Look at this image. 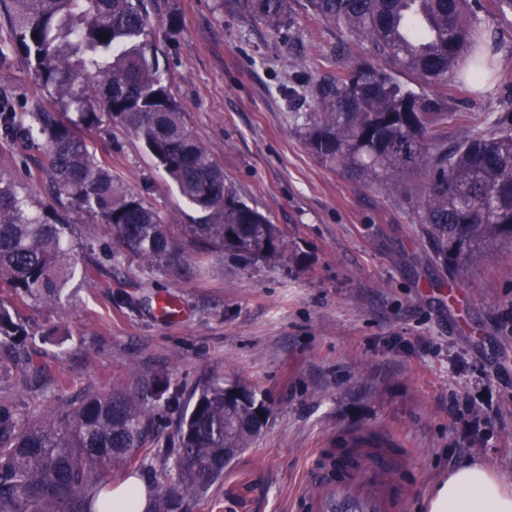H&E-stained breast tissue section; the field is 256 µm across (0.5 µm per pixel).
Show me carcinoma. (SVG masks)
I'll return each instance as SVG.
<instances>
[{
	"mask_svg": "<svg viewBox=\"0 0 512 512\" xmlns=\"http://www.w3.org/2000/svg\"><path fill=\"white\" fill-rule=\"evenodd\" d=\"M320 23L348 30L375 56L433 81L424 98L369 67L322 82L314 112L288 88L309 149L324 165L364 183L399 190L420 175L426 187L416 215L434 258L450 280L512 252V116L448 146V77L471 58L478 83L497 68L498 46L467 0H307ZM240 14L274 30L293 22L288 0H232ZM0 142L38 153L28 180L48 184L55 201L32 211L26 183L0 174V292L26 304H57L76 272L99 270L94 239L78 236L74 211L106 225L125 257L144 270L202 272L214 250L247 263L294 261L280 229L240 200L201 140L188 129L159 63L146 0H0ZM27 65L38 93L23 106L6 70ZM119 125L143 146L180 195L202 213L188 227L194 246L176 242L144 196L120 185L97 158L85 131ZM30 335L12 305L0 301V389L21 391L38 373L32 356L11 346ZM208 380L187 390L167 377L151 396L120 383L83 390L70 401L32 411L0 394V512H110L101 498L116 472H154L147 512H188L251 447L268 421L256 394L229 399ZM166 409L174 439L155 431L150 402Z\"/></svg>",
	"mask_w": 512,
	"mask_h": 512,
	"instance_id": "1",
	"label": "carcinoma"
}]
</instances>
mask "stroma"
I'll use <instances>...</instances> for the list:
<instances>
[{
    "label": "stroma",
    "instance_id": "obj_1",
    "mask_svg": "<svg viewBox=\"0 0 512 512\" xmlns=\"http://www.w3.org/2000/svg\"><path fill=\"white\" fill-rule=\"evenodd\" d=\"M478 18L498 36L497 69L481 84L448 85V139L512 113V14L481 0ZM291 0L294 24L271 30L221 0H147L153 37L187 126L238 195L284 232L288 267L245 264L215 253L203 273L141 270L105 228L114 260L93 282L75 276L62 303L25 306L38 376L23 397L65 403L86 386L153 375L193 387L221 378L251 387L271 408L267 427L190 512H290L316 449L336 433L373 427L395 437L414 469L401 512H418L451 463L483 462L512 484V256L471 269L465 296L449 299L403 196L321 164L288 121L285 88L303 75L305 111L326 78L371 60L368 44L312 19ZM85 139L124 187L142 193L173 235L187 238L200 214L170 187L121 127ZM167 294L188 310L181 323L154 319ZM434 344L426 352L420 341ZM486 407L485 434L464 430L452 398Z\"/></svg>",
    "mask_w": 512,
    "mask_h": 512
}]
</instances>
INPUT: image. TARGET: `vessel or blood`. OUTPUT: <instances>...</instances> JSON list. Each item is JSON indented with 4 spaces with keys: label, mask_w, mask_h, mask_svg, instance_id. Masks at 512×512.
<instances>
[{
    "label": "vessel or blood",
    "mask_w": 512,
    "mask_h": 512,
    "mask_svg": "<svg viewBox=\"0 0 512 512\" xmlns=\"http://www.w3.org/2000/svg\"><path fill=\"white\" fill-rule=\"evenodd\" d=\"M393 444L372 427L338 432L307 466L294 512H398L412 469Z\"/></svg>",
    "instance_id": "vessel-or-blood-1"
}]
</instances>
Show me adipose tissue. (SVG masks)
<instances>
[{"label": "adipose tissue", "instance_id": "ef3b65f1", "mask_svg": "<svg viewBox=\"0 0 512 512\" xmlns=\"http://www.w3.org/2000/svg\"><path fill=\"white\" fill-rule=\"evenodd\" d=\"M424 512H512V487L482 464L466 461L448 471L423 502Z\"/></svg>", "mask_w": 512, "mask_h": 512}]
</instances>
